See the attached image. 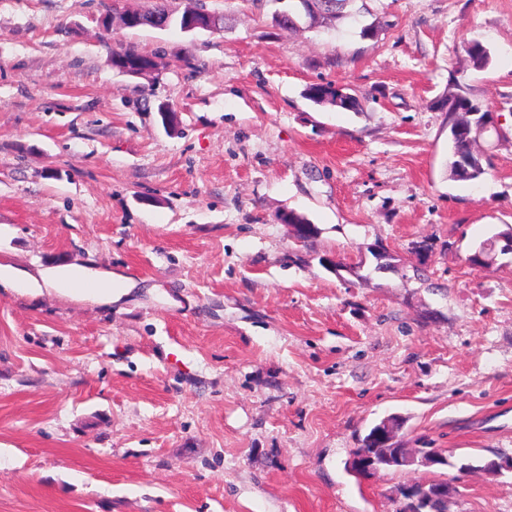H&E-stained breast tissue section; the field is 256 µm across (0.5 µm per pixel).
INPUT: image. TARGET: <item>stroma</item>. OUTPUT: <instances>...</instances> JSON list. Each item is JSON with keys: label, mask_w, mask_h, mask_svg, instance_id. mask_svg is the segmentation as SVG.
I'll return each instance as SVG.
<instances>
[{"label": "stroma", "mask_w": 512, "mask_h": 512, "mask_svg": "<svg viewBox=\"0 0 512 512\" xmlns=\"http://www.w3.org/2000/svg\"><path fill=\"white\" fill-rule=\"evenodd\" d=\"M148 4L0 0V264L135 283L109 308L0 288V512H398L428 471L346 469L393 414L400 447L512 458V260L465 262L512 225V0H356L292 30L273 0H167L223 31L99 24ZM120 48L155 70L120 73ZM455 81L505 118L477 181L448 178ZM322 82L361 111L306 99ZM445 476L450 512H512V473ZM185 31L203 29L210 32H218L224 29V18L218 14L206 10L189 11L185 16Z\"/></svg>", "instance_id": "stroma-1"}]
</instances>
